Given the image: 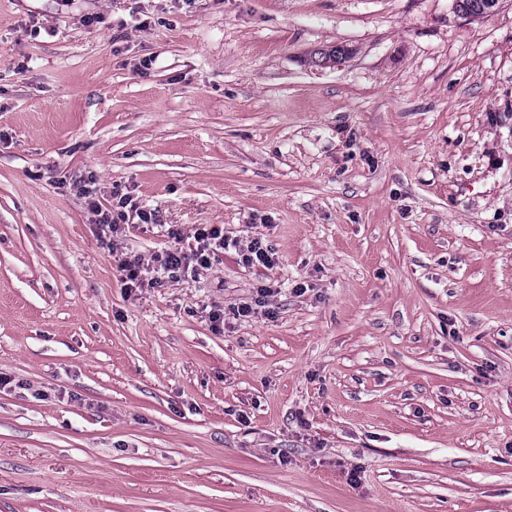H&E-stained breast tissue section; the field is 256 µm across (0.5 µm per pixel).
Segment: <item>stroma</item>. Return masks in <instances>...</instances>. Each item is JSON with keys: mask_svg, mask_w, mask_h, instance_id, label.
<instances>
[{"mask_svg": "<svg viewBox=\"0 0 512 512\" xmlns=\"http://www.w3.org/2000/svg\"><path fill=\"white\" fill-rule=\"evenodd\" d=\"M0 373V512H512V0H0ZM85 197L88 199V208L97 217V223L100 225L101 232L105 235L112 236L121 230V224H128L130 219L134 220L135 216L142 223H147L152 219V214L147 213L136 206V203L128 196H120L116 206H112V211L103 210L102 206L95 197L93 192L84 189ZM128 208V210H126ZM133 212L135 215H133ZM207 226H212L208 228ZM170 245L158 251L153 257V272L166 274L168 278H181L198 268H208L212 258L230 247L238 251L239 262L248 268H270L275 264L274 253L260 238L252 240L246 248L240 249L238 242L224 234L223 228L205 225L196 228L194 233L184 237L178 230L169 233ZM119 266L121 271L125 272L127 288H142L145 286V281H147V286L154 288L155 285L162 281L161 277L151 276L148 278V275L143 274V271L147 274L151 271L148 268H144L138 258L123 259L120 261Z\"/></svg>", "mask_w": 512, "mask_h": 512, "instance_id": "35a3bbf8", "label": "stroma"}]
</instances>
